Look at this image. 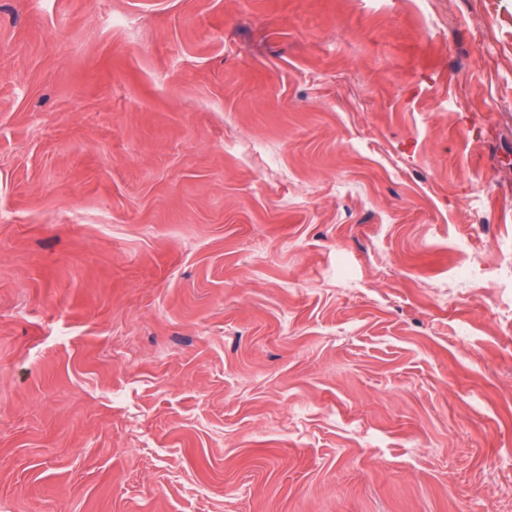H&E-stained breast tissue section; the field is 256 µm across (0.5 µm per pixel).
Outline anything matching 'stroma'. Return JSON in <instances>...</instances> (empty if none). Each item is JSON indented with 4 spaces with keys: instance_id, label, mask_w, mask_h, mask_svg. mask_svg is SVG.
<instances>
[{
    "instance_id": "stroma-1",
    "label": "stroma",
    "mask_w": 512,
    "mask_h": 512,
    "mask_svg": "<svg viewBox=\"0 0 512 512\" xmlns=\"http://www.w3.org/2000/svg\"><path fill=\"white\" fill-rule=\"evenodd\" d=\"M0 512H512V0H0Z\"/></svg>"
}]
</instances>
